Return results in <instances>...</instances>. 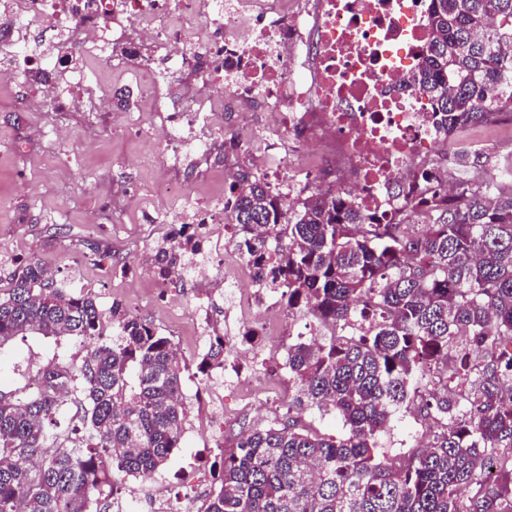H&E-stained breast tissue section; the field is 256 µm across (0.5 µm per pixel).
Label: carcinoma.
Returning <instances> with one entry per match:
<instances>
[{
    "mask_svg": "<svg viewBox=\"0 0 512 512\" xmlns=\"http://www.w3.org/2000/svg\"><path fill=\"white\" fill-rule=\"evenodd\" d=\"M432 41L408 80L448 135L512 112V0H431ZM455 153L448 195L434 170L385 224L342 194L289 206L259 173H238L224 212L254 279L282 290L316 333L288 344V409H317L336 435L293 417L252 429L224 454L203 512H512V166ZM264 228L271 242L248 243ZM159 276L181 280L202 255L200 225L152 246ZM0 289V346L24 332L88 341L34 383L0 391V512H100L113 491L162 469L182 447L189 408L169 337L65 288L18 256ZM224 364L215 336L199 371ZM79 425L62 429L65 405ZM432 426L429 445L393 464L379 435L401 409Z\"/></svg>",
    "mask_w": 512,
    "mask_h": 512,
    "instance_id": "carcinoma-1",
    "label": "carcinoma"
}]
</instances>
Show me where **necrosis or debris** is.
Here are the masks:
<instances>
[{
  "instance_id": "1",
  "label": "necrosis or debris",
  "mask_w": 512,
  "mask_h": 512,
  "mask_svg": "<svg viewBox=\"0 0 512 512\" xmlns=\"http://www.w3.org/2000/svg\"><path fill=\"white\" fill-rule=\"evenodd\" d=\"M193 17V25L182 22ZM52 29L58 50L53 59L21 55L14 43L20 30ZM432 38L428 0H222L200 9L198 0H0V82L18 83L39 71L46 78L40 96L55 111L84 108L80 88L86 70L74 58L111 68L110 47L126 55L151 51L154 59L177 60L185 75L204 76L210 93L174 94L171 86L143 84L144 94L162 100L161 126L212 127L216 109L276 113L278 122L264 140L275 164L262 166L266 180L287 186L289 200L305 192L294 163L317 145L327 189L348 193L363 212L393 221L404 208L395 185H414L434 167L442 140L427 98L408 82L424 64ZM205 227L206 263L192 279L197 293L218 285L215 269L238 255V236L224 223V203L216 201L177 218ZM237 305L231 356L255 365L265 362L263 346L244 334L260 317L277 313L288 321L272 289L251 284ZM245 409L274 416L288 405V376L273 387L247 375L234 380ZM195 433L209 436L221 464L224 446V370L208 373L206 395L194 408Z\"/></svg>"
}]
</instances>
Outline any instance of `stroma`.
Returning <instances> with one entry per match:
<instances>
[{
	"instance_id": "stroma-1",
	"label": "stroma",
	"mask_w": 512,
	"mask_h": 512,
	"mask_svg": "<svg viewBox=\"0 0 512 512\" xmlns=\"http://www.w3.org/2000/svg\"><path fill=\"white\" fill-rule=\"evenodd\" d=\"M112 55L116 59L113 88L132 90L133 96L126 118L107 128L98 124L94 87L83 90L84 111L63 117L34 107L37 86L22 89L0 84V288L7 284L12 258L29 256L53 270L65 287L93 283L103 305L121 301L132 315L159 327L167 312L153 281L128 271L108 270L109 262H132L156 237L154 228L140 221L142 197H153L172 219L185 209L223 196L225 184L240 170L252 168V155L263 150L255 132L274 124L275 115L255 112L244 124L237 113L224 114V126L237 131L248 143V152L218 142L200 148L198 135L189 132L181 158L162 156L159 144L167 134L159 128L152 100L137 90L138 64L125 59L120 47H113ZM448 145L491 148L487 172L496 174L499 163L512 156V115L464 128ZM186 172L192 175V191L178 198L167 195L166 178ZM93 248L105 255V262L90 260ZM221 279L226 287L222 294L199 297L187 278L167 293L189 307L202 304L211 321L229 332L233 329L229 289L237 279L228 272ZM78 348L77 341L66 338L16 336L0 347V389L24 386L33 357L45 361L73 355ZM422 431L411 414L398 412L380 437L386 456L416 449ZM211 453L207 438L185 435L182 448L173 453L160 477L173 492L184 493L177 477L193 464L199 466L205 482H212Z\"/></svg>"
}]
</instances>
